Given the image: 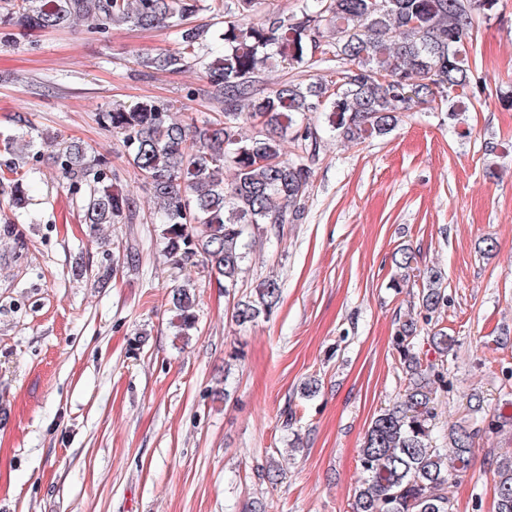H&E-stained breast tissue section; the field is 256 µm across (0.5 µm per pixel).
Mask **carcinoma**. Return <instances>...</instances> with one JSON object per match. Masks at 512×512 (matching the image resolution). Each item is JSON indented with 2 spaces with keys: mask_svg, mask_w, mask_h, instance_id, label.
I'll return each mask as SVG.
<instances>
[{
  "mask_svg": "<svg viewBox=\"0 0 512 512\" xmlns=\"http://www.w3.org/2000/svg\"><path fill=\"white\" fill-rule=\"evenodd\" d=\"M258 0H0V44L37 32L86 26L105 37L114 25L171 28L176 47L141 55L149 69L179 73L200 66L206 96L218 116H175L154 102L114 104L99 112L112 129L121 155L155 204L164 225L169 255L203 258L209 277L224 279V292L238 288L243 262L256 243L255 231L268 224L303 219L311 184V164L323 134L344 143H361L390 133L399 117L421 104L449 107L459 119L468 109L472 81L464 43L475 8L492 10L497 0H302L292 12L268 11L244 21ZM211 22L194 23L199 14ZM336 58L334 78L282 79L267 84L263 74L283 67H309L315 55ZM326 115L317 127L307 114ZM258 129L243 133V125ZM293 153L282 152V142ZM52 162L74 187H85L83 223L135 224L137 208L112 190L119 170L104 154L88 151L62 135L46 138ZM34 140L25 133H0V222L14 223L27 207L28 171L18 159ZM442 273L423 276L420 311L431 321L448 304ZM281 285L274 276L258 281L248 299L233 307L245 324L269 314ZM172 324L186 338L197 330L195 282L174 293ZM417 321L399 328L397 352L406 388L400 401L371 421L361 453L363 478L351 512H453L448 482L471 465L476 434L451 429L450 449L432 445L433 384L442 379L415 352ZM496 512H512V457L496 466Z\"/></svg>",
  "mask_w": 512,
  "mask_h": 512,
  "instance_id": "cac0c4a2",
  "label": "carcinoma"
}]
</instances>
